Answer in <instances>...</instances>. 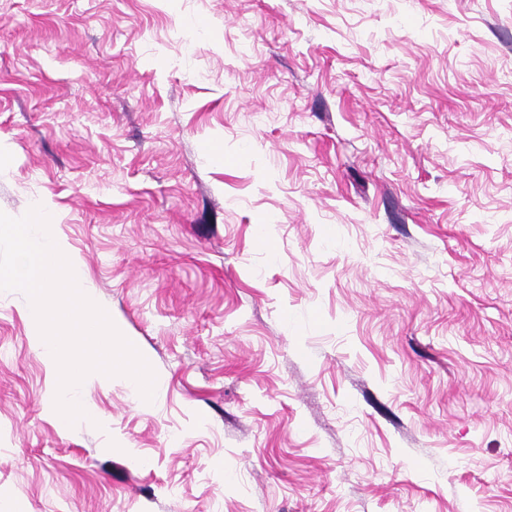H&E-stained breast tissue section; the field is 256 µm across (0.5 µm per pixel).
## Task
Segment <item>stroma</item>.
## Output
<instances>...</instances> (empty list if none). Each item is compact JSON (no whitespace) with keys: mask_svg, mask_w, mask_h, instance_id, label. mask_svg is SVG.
<instances>
[{"mask_svg":"<svg viewBox=\"0 0 512 512\" xmlns=\"http://www.w3.org/2000/svg\"><path fill=\"white\" fill-rule=\"evenodd\" d=\"M39 201L155 394L0 295V512H512V0H0Z\"/></svg>","mask_w":512,"mask_h":512,"instance_id":"35a3bbf8","label":"stroma"}]
</instances>
